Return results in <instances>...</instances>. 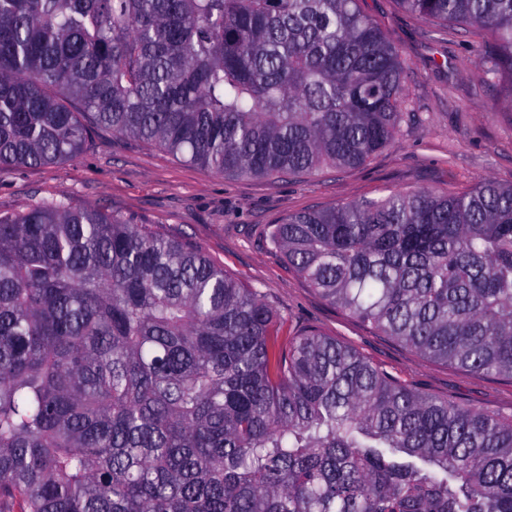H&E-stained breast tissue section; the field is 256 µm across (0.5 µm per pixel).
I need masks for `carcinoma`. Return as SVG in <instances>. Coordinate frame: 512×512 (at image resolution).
I'll use <instances>...</instances> for the list:
<instances>
[{
  "label": "carcinoma",
  "mask_w": 512,
  "mask_h": 512,
  "mask_svg": "<svg viewBox=\"0 0 512 512\" xmlns=\"http://www.w3.org/2000/svg\"><path fill=\"white\" fill-rule=\"evenodd\" d=\"M466 20L512 74V0ZM403 65L359 0H0V173L94 128L219 176L363 163ZM269 243L329 303L512 380V185L308 210ZM0 512H512V419L290 332L197 246L95 205L0 214Z\"/></svg>",
  "instance_id": "carcinoma-1"
}]
</instances>
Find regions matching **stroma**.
Returning a JSON list of instances; mask_svg holds the SVG:
<instances>
[{
    "label": "stroma",
    "mask_w": 512,
    "mask_h": 512,
    "mask_svg": "<svg viewBox=\"0 0 512 512\" xmlns=\"http://www.w3.org/2000/svg\"><path fill=\"white\" fill-rule=\"evenodd\" d=\"M404 64L405 103L392 141L365 163L287 178L218 176L158 145L98 131L78 157L0 174V213L42 199L105 212L201 247L261 297L290 329L308 326L355 348L421 392L512 416V380L419 355L334 307L271 247L269 225L289 215L394 191L451 194L485 180L512 184V78L491 76L481 57L492 36L405 11L398 0H360Z\"/></svg>",
    "instance_id": "obj_1"
}]
</instances>
